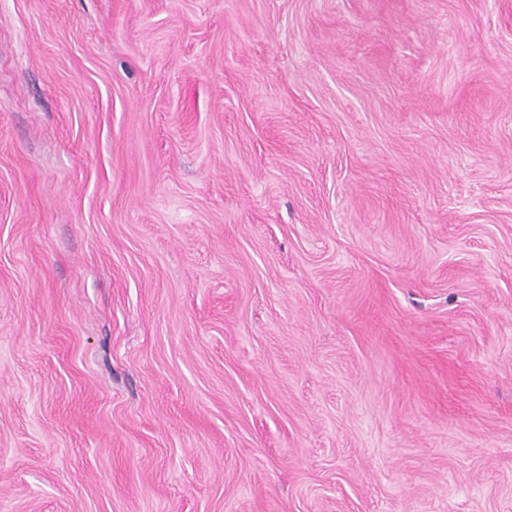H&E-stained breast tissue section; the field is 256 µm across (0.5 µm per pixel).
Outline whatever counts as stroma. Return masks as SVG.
I'll return each mask as SVG.
<instances>
[{
  "label": "stroma",
  "mask_w": 512,
  "mask_h": 512,
  "mask_svg": "<svg viewBox=\"0 0 512 512\" xmlns=\"http://www.w3.org/2000/svg\"><path fill=\"white\" fill-rule=\"evenodd\" d=\"M0 512H512V0H0Z\"/></svg>",
  "instance_id": "obj_1"
}]
</instances>
